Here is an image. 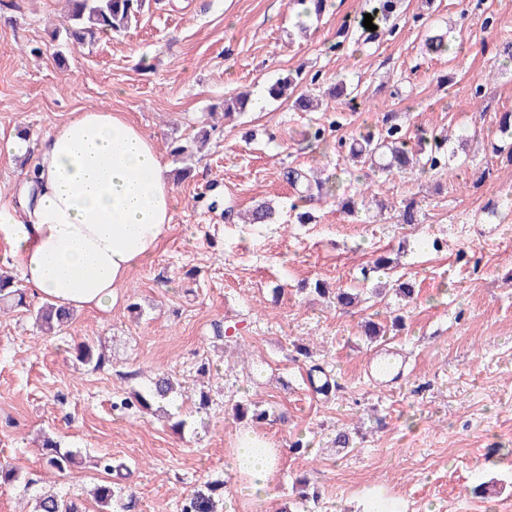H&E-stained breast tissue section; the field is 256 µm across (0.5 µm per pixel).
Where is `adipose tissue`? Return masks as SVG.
<instances>
[{"mask_svg":"<svg viewBox=\"0 0 512 512\" xmlns=\"http://www.w3.org/2000/svg\"><path fill=\"white\" fill-rule=\"evenodd\" d=\"M22 181L20 212L0 209V250L38 298L108 310L170 227L173 189L153 140L123 114L89 108L35 145ZM271 448L243 429L230 461L249 472L261 501L275 474Z\"/></svg>","mask_w":512,"mask_h":512,"instance_id":"obj_1","label":"adipose tissue"}]
</instances>
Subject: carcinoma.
Masks as SVG:
<instances>
[{"mask_svg": "<svg viewBox=\"0 0 512 512\" xmlns=\"http://www.w3.org/2000/svg\"><path fill=\"white\" fill-rule=\"evenodd\" d=\"M371 16L387 20L394 7V0H366ZM71 8L66 15L63 32L65 45L84 48L95 45L108 34L127 32L138 22L144 12L146 0H69ZM448 137L434 132L422 131L411 141L396 124H385L381 128L368 129L352 139L349 149L351 158L361 160L383 174L417 170L420 175L440 171L447 166L445 145ZM336 303L345 310L357 307L359 293L354 289H337ZM0 305L22 307L26 305L25 292L8 277L0 275ZM71 312L63 305L42 304L35 315L37 324L51 330L63 326L71 319ZM78 360L94 368L106 361L105 353L90 342L78 345ZM178 389L174 380L166 374L156 375L151 385L143 392L136 391L133 398L120 401V406H135L139 410H150L159 403L177 401ZM233 411L237 418L251 417L253 421L266 418V412L256 403L245 408L236 404ZM43 467L52 475H65L81 466L82 457L72 450L60 447L46 437L41 448ZM98 512H138L139 500L132 492L116 495L112 482L102 481L94 490ZM224 483L207 482L181 499L180 512H222ZM32 512H87L79 496H63L51 489L32 497Z\"/></svg>", "mask_w": 512, "mask_h": 512, "instance_id": "cac0c4a2", "label": "carcinoma"}]
</instances>
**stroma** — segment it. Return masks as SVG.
<instances>
[{
  "label": "stroma",
  "mask_w": 512,
  "mask_h": 512,
  "mask_svg": "<svg viewBox=\"0 0 512 512\" xmlns=\"http://www.w3.org/2000/svg\"><path fill=\"white\" fill-rule=\"evenodd\" d=\"M288 3L152 0L127 33L62 51L51 32L65 0H0V142L20 128L38 142L95 107L124 113L164 155L226 97L263 100L225 120L175 184L171 225L114 307L75 312L54 335L36 325L34 295L27 309L0 313V462L23 475L0 487V512H29L25 484L44 476L43 432L84 460L54 487L86 491L104 478L92 458L108 454L130 466L141 512H177L182 495L216 479L226 512H512V139L498 131L512 113L502 52L512 0H400L371 42L365 0H329L304 33ZM436 35L460 50L432 53ZM296 74L318 95L315 111L266 97ZM390 113L411 137L447 130L446 172L387 177L352 164L342 142ZM318 126L324 140L310 141ZM293 168L332 178L330 195L303 197L285 178ZM366 189L365 209H341ZM262 201L276 223H244ZM411 201L417 221L405 224ZM381 255L390 271L374 269ZM317 280L362 289L356 313L304 293ZM401 280L413 299L396 297ZM397 315L401 326H391ZM369 319L388 325L383 343L408 360L390 390L368 372L379 346L362 334ZM85 340L102 347L104 368L76 360ZM204 362L212 402L196 431L113 409L158 372L194 387ZM314 364L336 383L330 395L307 388ZM247 400L267 409L255 430L280 457L266 506L228 467L242 426L233 407ZM341 428L351 451L329 444ZM300 438L308 454L292 450ZM303 475L316 498L302 499Z\"/></svg>",
  "instance_id": "obj_1"
}]
</instances>
